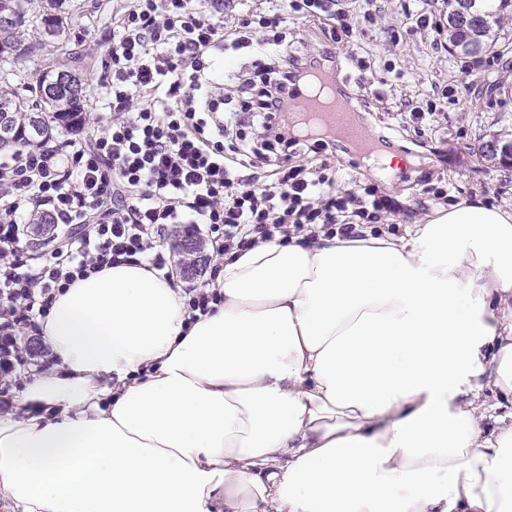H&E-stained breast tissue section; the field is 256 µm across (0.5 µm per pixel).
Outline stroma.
<instances>
[{"label": "stroma", "instance_id": "35a3bbf8", "mask_svg": "<svg viewBox=\"0 0 512 512\" xmlns=\"http://www.w3.org/2000/svg\"><path fill=\"white\" fill-rule=\"evenodd\" d=\"M78 16L77 33L71 34L65 48L47 44L22 63H4L0 72L13 85L34 82L44 69L56 62L61 53L75 58V67L86 89L85 123L79 140H86L107 111L99 100V82L103 62L117 34V21L124 0H74ZM417 0H388L386 14L368 32L365 46L377 65L360 70L355 61L340 58L336 75L340 92L360 105L359 119L374 138H386L387 153L395 164L389 178H382L374 168L361 163L345 144H338L331 157L306 144L302 160L320 164L330 160L342 179L360 186H374L385 191L395 203L385 222L396 230L420 223L436 203L432 188L448 190L449 204L482 197L492 205H512V165L487 160L482 147L493 137L512 140V14L505 15L498 34V64L493 77L478 96L463 105L444 104L437 111L415 117L400 111L401 102L412 107L423 105V92L429 80L454 86L463 78V57L435 50L432 38L417 31L398 44H391L387 27L416 11ZM394 60L403 70L402 79H394L381 68Z\"/></svg>", "mask_w": 512, "mask_h": 512}]
</instances>
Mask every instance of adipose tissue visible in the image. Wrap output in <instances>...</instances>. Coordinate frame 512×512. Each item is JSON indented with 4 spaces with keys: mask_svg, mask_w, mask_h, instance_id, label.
Here are the masks:
<instances>
[{
    "mask_svg": "<svg viewBox=\"0 0 512 512\" xmlns=\"http://www.w3.org/2000/svg\"><path fill=\"white\" fill-rule=\"evenodd\" d=\"M189 321L148 264L37 320L56 363L0 415L10 512H512V206L225 260Z\"/></svg>",
    "mask_w": 512,
    "mask_h": 512,
    "instance_id": "obj_1",
    "label": "adipose tissue"
}]
</instances>
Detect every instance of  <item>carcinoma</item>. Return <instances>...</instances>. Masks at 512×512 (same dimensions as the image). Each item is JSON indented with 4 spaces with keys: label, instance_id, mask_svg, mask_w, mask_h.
I'll return each mask as SVG.
<instances>
[{
    "label": "carcinoma",
    "instance_id": "1",
    "mask_svg": "<svg viewBox=\"0 0 512 512\" xmlns=\"http://www.w3.org/2000/svg\"><path fill=\"white\" fill-rule=\"evenodd\" d=\"M68 0H0V15L12 17L8 29L0 32V60L29 58L35 43L29 41L25 27L38 30L40 43L69 40ZM446 29L453 53L477 56L489 51L501 15L512 7V0H448ZM58 66L42 73L36 84L22 94L0 88V115L11 124L9 138L0 149L34 147L53 137L58 130L78 133L85 112L84 86L80 77L67 85H51Z\"/></svg>",
    "mask_w": 512,
    "mask_h": 512
}]
</instances>
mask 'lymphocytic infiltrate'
Instances as JSON below:
<instances>
[{"mask_svg": "<svg viewBox=\"0 0 512 512\" xmlns=\"http://www.w3.org/2000/svg\"><path fill=\"white\" fill-rule=\"evenodd\" d=\"M374 2L357 10L352 0L241 9L236 0H210L204 12L191 0H127L99 83L110 113L97 133L0 159V376L14 372L36 316L77 280L144 262L164 271L160 242L172 225H208L220 233L224 257L277 235L320 227L355 238L360 225L381 223L392 199L375 189H337L328 164L287 167L264 184L235 162L239 155L267 160L302 143L288 114L296 85L322 59L289 51V16L336 19L330 41L367 70L361 37L380 16ZM356 15L361 25H352ZM259 29L264 38H256ZM247 47L252 66L220 83L216 52ZM493 66L466 64L464 80L451 88L431 83L428 111L478 93ZM40 215L80 232L52 235L47 250L33 252L22 242L24 226Z\"/></svg>", "mask_w": 512, "mask_h": 512, "instance_id": "f902f5d3", "label": "lymphocytic infiltrate"}]
</instances>
